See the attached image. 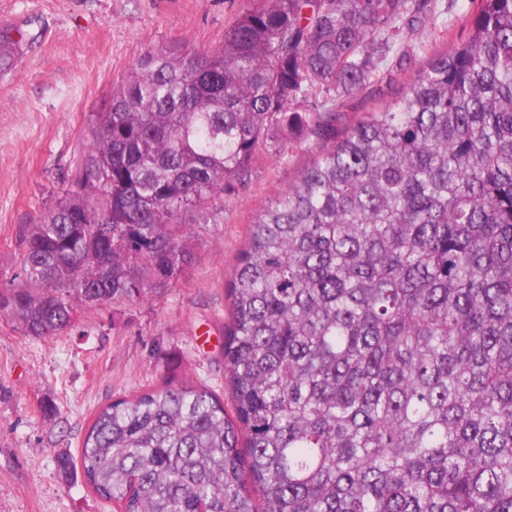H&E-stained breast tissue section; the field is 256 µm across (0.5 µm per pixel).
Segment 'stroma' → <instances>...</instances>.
Here are the masks:
<instances>
[{"label": "stroma", "mask_w": 512, "mask_h": 512, "mask_svg": "<svg viewBox=\"0 0 512 512\" xmlns=\"http://www.w3.org/2000/svg\"><path fill=\"white\" fill-rule=\"evenodd\" d=\"M252 0H0V29L24 39L0 79V286L19 271L17 241L64 198L91 112L145 49L184 44L213 50ZM471 0H440L395 53L426 60L462 31ZM379 93L341 97V125L405 91L413 73L382 64ZM323 143L301 136L285 153L261 146L248 184L199 224L186 214L194 252L169 287L94 310L74 302L72 327L35 338L0 312V512H114L81 474L63 477L62 455H80L97 411L183 381L232 394L224 376L226 284L252 221L295 183Z\"/></svg>", "instance_id": "obj_1"}]
</instances>
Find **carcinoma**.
Returning <instances> with one entry per match:
<instances>
[{
    "label": "carcinoma",
    "mask_w": 512,
    "mask_h": 512,
    "mask_svg": "<svg viewBox=\"0 0 512 512\" xmlns=\"http://www.w3.org/2000/svg\"><path fill=\"white\" fill-rule=\"evenodd\" d=\"M336 128L438 0H258L224 45L142 53L89 113L75 184L19 237L28 336L167 288L182 216L256 151L329 143L252 222L227 283L234 416L180 382L103 407L80 470L119 512H512V0ZM20 40L0 30V70ZM97 186L82 185L85 171Z\"/></svg>",
    "instance_id": "1"
}]
</instances>
